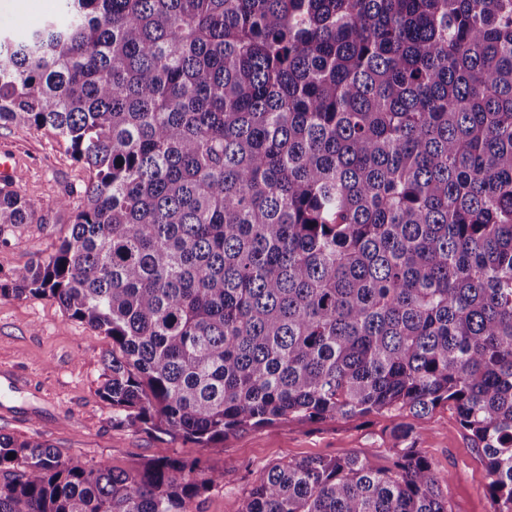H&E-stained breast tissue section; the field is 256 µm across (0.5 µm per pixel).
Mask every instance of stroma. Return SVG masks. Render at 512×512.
Listing matches in <instances>:
<instances>
[{
    "label": "stroma",
    "instance_id": "obj_1",
    "mask_svg": "<svg viewBox=\"0 0 512 512\" xmlns=\"http://www.w3.org/2000/svg\"><path fill=\"white\" fill-rule=\"evenodd\" d=\"M59 0H0V37L22 39L57 10ZM14 154L23 171L17 188L36 207L79 191L86 169L51 132L0 126V150ZM69 215L48 211L42 224H16L0 231V276L27 265L68 235ZM109 339L68 318L47 297L0 295V372L17 381L0 395V433L47 441L62 461L90 465L101 460L128 469L154 458L199 461L220 471L224 482L208 491L196 512H242L244 496L275 463L344 454L388 465L401 448L397 435L414 425L406 411H384L343 420L289 419L246 428L204 448L181 437L112 423L100 395ZM415 448L449 484L451 512H491L482 458L455 411L437 407L417 436Z\"/></svg>",
    "mask_w": 512,
    "mask_h": 512
}]
</instances>
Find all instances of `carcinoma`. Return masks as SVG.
Instances as JSON below:
<instances>
[{
	"label": "carcinoma",
	"instance_id": "carcinoma-1",
	"mask_svg": "<svg viewBox=\"0 0 512 512\" xmlns=\"http://www.w3.org/2000/svg\"><path fill=\"white\" fill-rule=\"evenodd\" d=\"M0 125L89 173L0 280L110 339L118 426L203 446L452 407L512 512V0H60L0 39ZM44 216L0 187V229ZM0 433V512H192L224 472ZM415 448L269 467L244 512H449Z\"/></svg>",
	"mask_w": 512,
	"mask_h": 512
}]
</instances>
